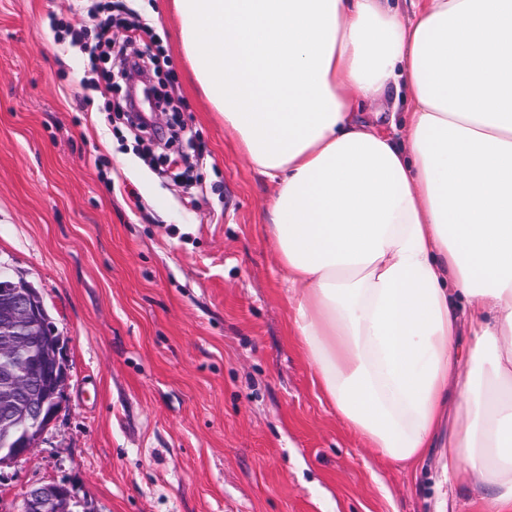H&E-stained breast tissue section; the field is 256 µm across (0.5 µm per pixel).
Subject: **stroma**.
I'll return each instance as SVG.
<instances>
[{
    "label": "stroma",
    "instance_id": "stroma-1",
    "mask_svg": "<svg viewBox=\"0 0 512 512\" xmlns=\"http://www.w3.org/2000/svg\"><path fill=\"white\" fill-rule=\"evenodd\" d=\"M124 0H0V262L40 292L70 381L0 512L65 484L93 512H484L448 451L376 458L312 384L254 171L192 79L168 0H135L164 56L167 141L130 128L87 48ZM81 31L84 47L71 45ZM88 97L78 104L77 95Z\"/></svg>",
    "mask_w": 512,
    "mask_h": 512
}]
</instances>
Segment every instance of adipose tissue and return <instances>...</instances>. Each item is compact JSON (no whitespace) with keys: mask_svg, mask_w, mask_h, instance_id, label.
<instances>
[{"mask_svg":"<svg viewBox=\"0 0 512 512\" xmlns=\"http://www.w3.org/2000/svg\"><path fill=\"white\" fill-rule=\"evenodd\" d=\"M191 74L274 192L313 384L409 466L512 512V0H173ZM405 86L402 130L363 105ZM468 305L459 356L454 298Z\"/></svg>","mask_w":512,"mask_h":512,"instance_id":"1","label":"adipose tissue"}]
</instances>
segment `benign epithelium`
I'll use <instances>...</instances> for the list:
<instances>
[{
	"label": "benign epithelium",
	"instance_id": "benign-epithelium-1",
	"mask_svg": "<svg viewBox=\"0 0 512 512\" xmlns=\"http://www.w3.org/2000/svg\"><path fill=\"white\" fill-rule=\"evenodd\" d=\"M129 99L155 116L151 84L126 79ZM34 286L13 276L0 287V466L31 453L54 420L69 384L64 339L46 330ZM84 505L64 484L30 489L19 512H74Z\"/></svg>",
	"mask_w": 512,
	"mask_h": 512
}]
</instances>
